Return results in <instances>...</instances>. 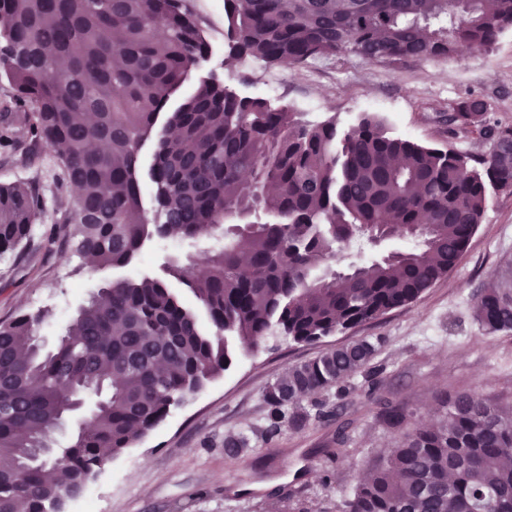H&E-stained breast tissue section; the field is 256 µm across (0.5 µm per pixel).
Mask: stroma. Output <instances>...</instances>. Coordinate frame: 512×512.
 Wrapping results in <instances>:
<instances>
[{
	"mask_svg": "<svg viewBox=\"0 0 512 512\" xmlns=\"http://www.w3.org/2000/svg\"><path fill=\"white\" fill-rule=\"evenodd\" d=\"M211 46L194 78L214 73L237 92L261 97L278 80L275 102L311 124L335 118L338 129L356 125L372 103L390 135L486 155L492 142L461 127L457 102H490L489 124H512V32L489 51L469 50L418 62L369 63L354 56L284 68L249 60L224 64V10L212 0H193ZM57 171L48 151L0 149V183L38 182L45 211L33 226L34 240L49 231L71 191L55 189ZM169 239L146 246L135 267L90 271L71 250L39 251L29 259L0 255V321L21 312L49 310L37 331L55 347L79 306L105 282L134 269L160 273L163 256L205 249ZM512 261V193L492 190L481 224L455 268L412 303L321 342L298 344L281 335L238 353L232 365L185 404L175 408L133 448L112 459L92 481L97 512H340L360 473L397 441L399 429L378 416L385 395L403 406L411 422L438 418L443 397L472 392L512 402V332L487 334L474 303L490 279ZM368 339L376 354L367 371L302 400L309 413L304 430L266 431L267 387L288 367L321 351ZM247 436L251 449L235 461L224 457V439ZM343 436L345 456L331 455Z\"/></svg>",
	"mask_w": 512,
	"mask_h": 512,
	"instance_id": "obj_1",
	"label": "stroma"
}]
</instances>
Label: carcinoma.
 <instances>
[{"instance_id":"obj_1","label":"carcinoma","mask_w":512,"mask_h":512,"mask_svg":"<svg viewBox=\"0 0 512 512\" xmlns=\"http://www.w3.org/2000/svg\"><path fill=\"white\" fill-rule=\"evenodd\" d=\"M224 15L226 65L348 55L407 63L489 50L512 30V0H224ZM0 41L10 45L0 79L12 87L0 101V143L64 146L56 165L78 193L55 224L75 254L126 268L148 242L193 241L230 218L238 226L194 261L162 263L194 307L169 279L142 272L82 306L50 353L32 351L48 311L0 322V512H53L63 487L82 491L228 369L235 348L256 349L276 330L317 342L413 302L459 262L488 189L512 191V158L496 152L512 145V126L488 125L482 99L459 102L453 120L492 139L486 157L393 137L373 113L342 132L334 119L308 125L212 76L183 92L211 54L192 0H0ZM158 125L147 210L139 153ZM249 171L261 176L257 194L243 180ZM255 209L276 221H247ZM42 213L35 183H1L0 255L23 257ZM371 231L415 245L344 276L320 270ZM475 316L490 334L512 332L511 262L478 296ZM374 353L361 339L289 367L265 395L267 433L304 429L309 415L297 405ZM100 384L108 396L88 427L17 478L31 440ZM441 405L442 419L403 432L342 512H512V404L462 392ZM379 416L393 428L406 422L390 404ZM247 447L244 436L224 439L230 459Z\"/></svg>"}]
</instances>
